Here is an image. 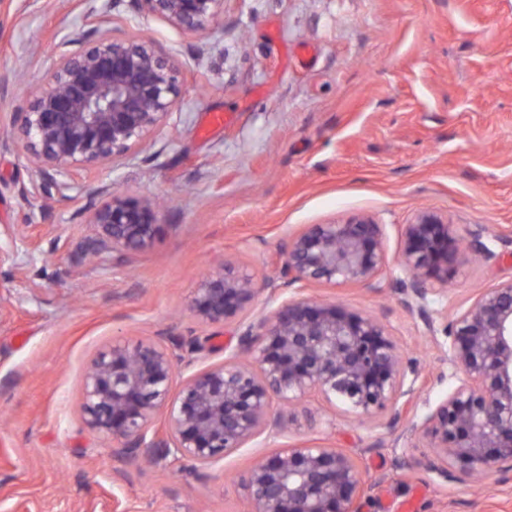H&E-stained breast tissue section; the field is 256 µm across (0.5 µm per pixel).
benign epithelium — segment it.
<instances>
[{"label":"benign epithelium","mask_w":512,"mask_h":512,"mask_svg":"<svg viewBox=\"0 0 512 512\" xmlns=\"http://www.w3.org/2000/svg\"><path fill=\"white\" fill-rule=\"evenodd\" d=\"M136 11L190 32H204L224 0H131ZM117 0L85 13V45L60 43L55 62L11 132L37 169L34 193L67 197L77 171L111 165L140 144L172 114L181 95L180 73L150 41L112 35ZM160 210L128 196H111L93 208L90 223L100 239L140 251L154 239ZM396 281L408 307H417L428 329L427 295L444 290L463 250L487 257L474 236L464 244L448 217L417 211L405 225ZM281 274L290 284L371 287L387 263L383 228L367 214L314 224L290 238ZM260 287L226 266L205 275L191 302L200 321L239 319ZM443 363L463 374L411 432L433 454L415 465L465 482L482 470L512 471V280L483 288L453 312L445 328ZM421 378L400 358L396 342L375 319L332 301L298 295L260 314L238 337L224 362L185 379L172 394L175 365L156 341L134 348L116 343L99 354L83 379L86 425L113 439L133 458L171 454L208 466L263 434L277 436L276 405L316 397L368 420L406 414ZM165 436L150 435L157 411ZM251 512H358L364 493L353 456L327 446H284L257 458L247 472Z\"/></svg>","instance_id":"obj_1"}]
</instances>
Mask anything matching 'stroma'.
<instances>
[{
	"mask_svg": "<svg viewBox=\"0 0 512 512\" xmlns=\"http://www.w3.org/2000/svg\"><path fill=\"white\" fill-rule=\"evenodd\" d=\"M87 0H0V130L41 88L61 39L82 40ZM113 34L152 41L180 71L173 113L109 167L81 171L73 198L32 195L34 165L0 139V512H249L246 472L284 444L354 456L361 512H512V474L452 482L414 465L411 432L460 376L442 370L448 312L512 279V0H224L206 32L113 11ZM222 126L209 125L211 115ZM160 202L142 251L100 240L91 210L112 194ZM447 214L493 252L461 254L428 297L427 332L394 289L414 213ZM382 224L375 287H302L280 277L284 244L353 214ZM230 266L260 286L252 311L299 293L374 317L426 383L396 425L320 400L283 406L285 433L208 466L131 461L84 423L83 378L112 344L198 342L176 382L222 363L245 322L208 325L190 305Z\"/></svg>",
	"mask_w": 512,
	"mask_h": 512,
	"instance_id": "1",
	"label": "stroma"
}]
</instances>
